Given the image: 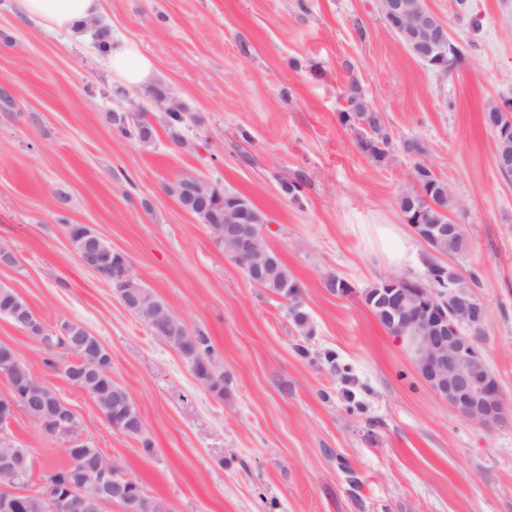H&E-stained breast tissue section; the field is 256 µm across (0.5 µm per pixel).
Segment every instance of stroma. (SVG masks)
Here are the masks:
<instances>
[{
    "label": "stroma",
    "mask_w": 512,
    "mask_h": 512,
    "mask_svg": "<svg viewBox=\"0 0 512 512\" xmlns=\"http://www.w3.org/2000/svg\"><path fill=\"white\" fill-rule=\"evenodd\" d=\"M427 3L462 52L445 75L386 30L376 0H103L78 38L0 0V96L10 99L0 103V250L12 256L0 284L46 326L75 322L100 340L152 453L5 318L0 343L73 409L84 442L174 512H512V419L485 427L453 413L363 298L381 279L427 273L424 243L398 267L380 237L389 225L413 235L398 199L426 164L468 231L453 262L479 276L483 347L512 403V179L483 123L486 105L512 99V0ZM102 37L135 45L154 79L122 84ZM353 79L383 117L389 162L363 155L340 120ZM157 89L182 121L152 107ZM140 106L156 131L149 144L117 136L107 119ZM409 140L423 153L407 154ZM184 177L263 212L268 245L301 285L309 334L168 194ZM287 181L299 182L297 198L283 194ZM70 224L93 225L189 330L210 337L223 396L79 263ZM331 276L350 292L325 288ZM8 432L31 452L33 484L67 463L63 441L23 410Z\"/></svg>",
    "instance_id": "35a3bbf8"
}]
</instances>
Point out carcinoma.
<instances>
[{"label":"carcinoma","instance_id":"cac0c4a2","mask_svg":"<svg viewBox=\"0 0 512 512\" xmlns=\"http://www.w3.org/2000/svg\"><path fill=\"white\" fill-rule=\"evenodd\" d=\"M433 57L443 64L444 69L451 70L461 58L458 46L450 42L436 48ZM348 107L340 112L343 124L356 132V144L358 149L368 158L377 163H385L392 159L391 140L386 132L385 124L380 113L373 111V106L367 98L359 83L351 81L343 93ZM113 129L119 136L134 137L141 142L148 143L153 138V128L139 113L134 119L129 120L124 115L110 116ZM414 179L420 187L422 194L408 193L399 199V209L404 214L407 223L416 224H446L448 217L433 210L429 202L441 203L446 209L454 208V199L448 189V184L438 180L430 167L419 164L414 169ZM430 246L439 253L451 251L460 254L467 246L466 233L460 226H455L453 238L443 242H432ZM266 251L274 258L275 264L271 274L261 287L267 291L288 300V315L292 322L301 331H308L309 319L307 313L298 307L300 297V284L294 278L288 267L281 261L271 248ZM445 270L443 288L453 287L470 294L476 293L479 287L478 275L474 271L461 273L457 267L450 264L442 265ZM382 283L378 282L364 291V301L378 322L384 327L390 326V314L378 307L379 291ZM16 314L6 315L0 311V318H7L21 326L27 323H38L40 319L31 311L28 304L19 296H14ZM161 301L156 297L140 310L136 311L138 317L147 323L156 335L164 338L172 347L191 364L196 378L218 395L224 394V374L216 369L214 360V347L210 338L201 332L192 334L185 324L179 319L171 320L169 324L157 323V305ZM73 340L78 346L73 349H63L58 340H45L38 336V340L44 346L46 357L44 365L51 369H59V365H65V377L72 379L81 376L80 385L89 390L98 409L111 422L123 421L124 408L114 404L113 396L124 391V388L112 380V376L105 373L101 359L109 356V353L100 341L89 334L82 326L75 323ZM65 355L67 359L59 361V357ZM18 373L8 377L12 389L11 399L15 404L22 406L35 421L45 423L55 416L53 405L49 401L52 389L41 383L21 361H16ZM99 449L84 446L79 453L70 457L69 463L61 468L53 469L46 475V479L59 487L75 478L79 468L95 457Z\"/></svg>","mask_w":512,"mask_h":512}]
</instances>
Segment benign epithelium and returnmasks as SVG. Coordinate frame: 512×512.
Listing matches in <instances>:
<instances>
[{
	"label": "benign epithelium",
	"instance_id": "1",
	"mask_svg": "<svg viewBox=\"0 0 512 512\" xmlns=\"http://www.w3.org/2000/svg\"><path fill=\"white\" fill-rule=\"evenodd\" d=\"M377 10L401 35L407 50L427 63L431 62V45L448 40L447 25L433 21L435 13L426 6L413 11L408 0H377ZM181 190L197 204L212 203V186L198 178L182 183ZM245 214L246 208L236 199L224 204V213L215 216L214 222L223 225L224 234L230 235ZM453 231L451 224H428L426 229H417L415 233L426 244L437 236H450ZM263 242L264 234L257 227L241 243L233 258L255 285L259 284L268 265L269 256L262 250ZM114 257L123 266L121 279L127 287L121 301L128 309L141 306L140 282L124 255L112 252L107 246L93 255H77L79 261L91 270L103 267ZM385 290L394 313V336L404 344L415 372L427 386L464 420L490 427L511 418L512 406L507 403L483 350L482 335L487 314L484 302L453 288L438 289L431 275L424 282L389 277L385 279ZM59 414L67 421V426L53 436L67 439L66 448L69 449L80 441L79 424L71 408L61 410ZM0 463L15 477L28 470L26 459L18 460L1 450ZM93 470L97 486L112 488V493L99 497L101 507L118 502L125 512H138L144 490L132 478L98 462L93 463ZM87 493L86 485L71 482L64 494H54L53 512H82ZM31 494L27 480H14L8 486L1 484L0 512H16L18 503Z\"/></svg>",
	"mask_w": 512,
	"mask_h": 512
}]
</instances>
